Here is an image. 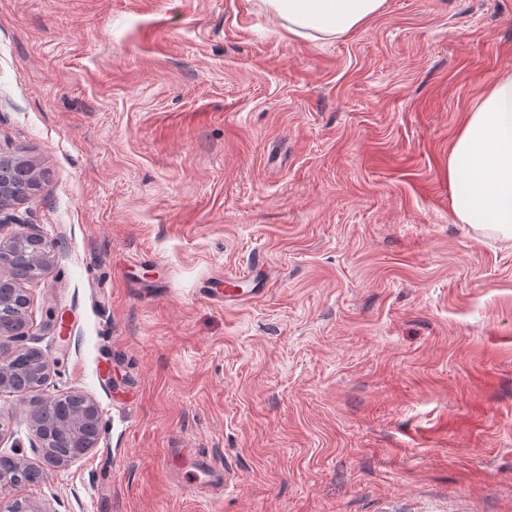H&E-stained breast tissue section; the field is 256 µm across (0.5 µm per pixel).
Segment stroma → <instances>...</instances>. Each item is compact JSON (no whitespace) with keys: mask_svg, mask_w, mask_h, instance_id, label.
<instances>
[{"mask_svg":"<svg viewBox=\"0 0 512 512\" xmlns=\"http://www.w3.org/2000/svg\"><path fill=\"white\" fill-rule=\"evenodd\" d=\"M509 68L512 0H387L326 41L263 0H0V154L42 174L13 212L61 245L20 284L50 368L0 391V455L43 465L37 399L101 410L0 504L512 512V241L447 177ZM73 397L78 398L85 406V409L83 410L81 416L72 422V427L76 432L86 428L94 430L97 437V440L93 445V447H95L98 444L100 438L101 415L99 408L94 401L86 398L85 396L77 395Z\"/></svg>","mask_w":512,"mask_h":512,"instance_id":"stroma-1","label":"stroma"}]
</instances>
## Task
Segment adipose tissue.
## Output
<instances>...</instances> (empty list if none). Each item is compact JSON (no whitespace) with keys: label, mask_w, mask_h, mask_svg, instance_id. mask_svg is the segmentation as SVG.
Segmentation results:
<instances>
[{"label":"adipose tissue","mask_w":512,"mask_h":512,"mask_svg":"<svg viewBox=\"0 0 512 512\" xmlns=\"http://www.w3.org/2000/svg\"><path fill=\"white\" fill-rule=\"evenodd\" d=\"M291 32L335 39L377 16L386 0H264ZM451 210L460 223L512 240V70L467 112L448 151Z\"/></svg>","instance_id":"adipose-tissue-1"}]
</instances>
